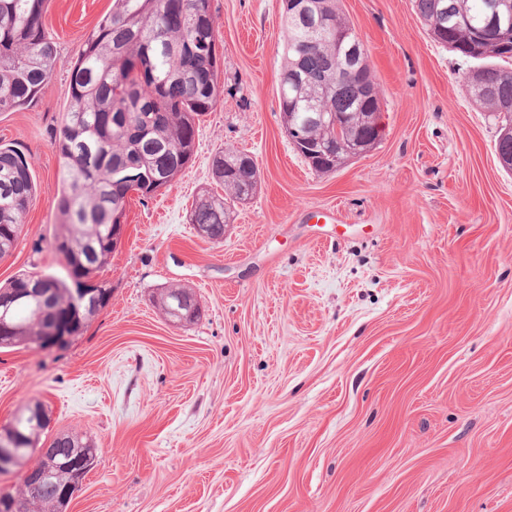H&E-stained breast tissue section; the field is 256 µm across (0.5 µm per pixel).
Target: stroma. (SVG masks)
<instances>
[{"label": "stroma", "mask_w": 512, "mask_h": 512, "mask_svg": "<svg viewBox=\"0 0 512 512\" xmlns=\"http://www.w3.org/2000/svg\"><path fill=\"white\" fill-rule=\"evenodd\" d=\"M221 94L192 160L130 194L94 284L108 304L63 348H0V428L42 405L46 437L98 448L65 512H512V173L476 68L435 42L412 0H341L377 84L383 132L328 173L283 127L281 0H214ZM112 0H49L63 65L0 142L37 191L0 283L65 276L59 231L66 64ZM253 157L255 195L224 240L191 205L223 194L213 155ZM192 290L183 327L156 304ZM169 291L171 296H179L183 301V306L180 309V312L183 315H187L190 313L189 317H185L184 319L173 316L168 310H167V303H171V299L168 298L167 301H165V292ZM159 304L166 314V316L169 318V320L173 323H176L181 326H186L193 324L195 321H197L200 318L201 315V309L198 301L195 299L194 295L183 287H175V286H169L166 288H163L162 291L159 294Z\"/></svg>", "instance_id": "1"}]
</instances>
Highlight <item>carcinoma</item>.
<instances>
[{
    "mask_svg": "<svg viewBox=\"0 0 512 512\" xmlns=\"http://www.w3.org/2000/svg\"><path fill=\"white\" fill-rule=\"evenodd\" d=\"M212 0H112L70 63V103L60 129L62 159L58 199L60 233L56 252L63 256L69 280L22 273L0 285V298L38 282L47 295L35 305L12 309L11 328L0 332V347L50 345L59 316L72 306L71 290L90 281L112 255L118 236L113 215L125 213L132 191L147 197L171 185L191 161L195 149V119L211 111L220 95V56L210 50L217 41ZM321 9V26L311 33L284 18L283 65L279 77V107L296 112L305 139L326 140L331 131L320 116L347 117L339 140L351 142L363 124L370 103L361 85L373 81L368 66L357 73L345 70L336 55L334 38L352 26L339 0H314ZM432 38L457 53L481 62L484 84L468 86L474 102L501 122L497 151L512 154V70L496 61L512 58V45L495 49L479 40V32L494 0H413ZM47 0H0V112L29 105L50 82L61 64L52 37L42 23ZM442 26L444 32L436 31ZM315 43H310V40ZM213 179L225 196H199L190 221L215 242L224 240L232 202H245L255 193L259 171L248 154L222 150L211 164ZM36 192L31 163L24 152L0 145V258L11 252L24 215ZM92 296L73 322L69 335L81 333L85 321L103 308L111 289L89 285ZM183 301L182 319L167 312L165 292ZM160 292L159 304L173 323L186 326L200 318L194 295L183 287ZM92 440L60 433L41 459L49 476L38 483L22 477L21 495L0 492V501L17 504L16 512H60L66 493L74 490L73 467Z\"/></svg>",
    "mask_w": 512,
    "mask_h": 512,
    "instance_id": "cac0c4a2",
    "label": "carcinoma"
}]
</instances>
